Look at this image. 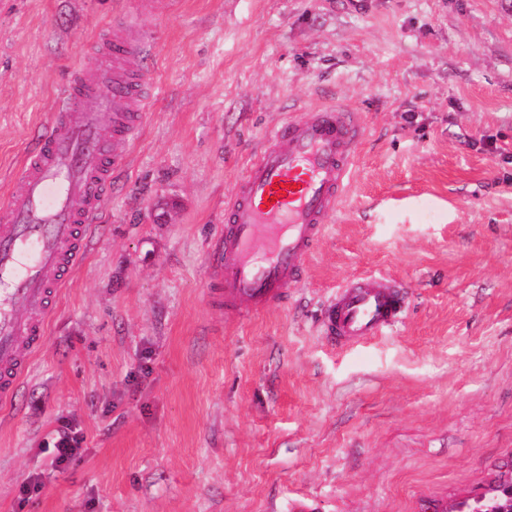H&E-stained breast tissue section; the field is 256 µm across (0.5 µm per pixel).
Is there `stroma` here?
Wrapping results in <instances>:
<instances>
[{"instance_id":"1","label":"stroma","mask_w":512,"mask_h":512,"mask_svg":"<svg viewBox=\"0 0 512 512\" xmlns=\"http://www.w3.org/2000/svg\"><path fill=\"white\" fill-rule=\"evenodd\" d=\"M133 0H0V200L67 72ZM154 89L101 229L0 409V512H453L512 460V0H157ZM342 104V205L285 299L208 305L264 137ZM404 284L349 347L324 310ZM85 453L56 465L51 433ZM39 491L23 493L28 478ZM405 303V291L395 281L375 286L367 278L351 279L337 289L336 299L326 312V325L336 344L356 343L392 327Z\"/></svg>"}]
</instances>
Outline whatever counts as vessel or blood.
<instances>
[{
  "label": "vessel or blood",
  "instance_id": "vessel-or-blood-1",
  "mask_svg": "<svg viewBox=\"0 0 512 512\" xmlns=\"http://www.w3.org/2000/svg\"><path fill=\"white\" fill-rule=\"evenodd\" d=\"M121 16L92 40L63 85L50 125L35 139L0 204V403L12 402L70 272L85 257L123 149L150 101L140 68L152 29L130 36ZM362 127L341 105L307 110L265 138L224 207L208 248L210 306L227 315L284 298L342 195ZM401 284L355 278L326 312L337 344L382 334L402 315Z\"/></svg>",
  "mask_w": 512,
  "mask_h": 512
}]
</instances>
